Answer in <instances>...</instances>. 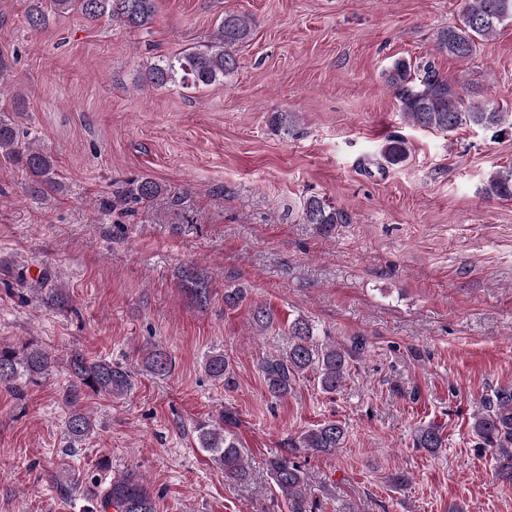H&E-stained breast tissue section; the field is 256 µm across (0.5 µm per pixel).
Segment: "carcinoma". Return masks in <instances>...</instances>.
Instances as JSON below:
<instances>
[{
	"instance_id": "carcinoma-1",
	"label": "carcinoma",
	"mask_w": 512,
	"mask_h": 512,
	"mask_svg": "<svg viewBox=\"0 0 512 512\" xmlns=\"http://www.w3.org/2000/svg\"><path fill=\"white\" fill-rule=\"evenodd\" d=\"M80 10L85 19L96 21L109 17L131 28L147 27L156 12V0H28L25 20L32 30L46 26L50 16ZM512 21V0H465L459 22L441 29L436 37V50L459 61L471 58L478 42L494 36L499 27ZM253 34V19L246 13L226 12L206 44L165 56L151 65L147 82L153 88L178 85L185 89H200L233 75L239 67L238 48L248 43ZM387 86L395 90L400 111L413 125L441 132H452L462 126L503 131L512 128V114L465 100L457 87L448 81L429 60L411 61L398 58L383 73ZM294 116L275 112L270 117L273 128L283 133L294 126ZM408 146L400 136L388 137L382 157L390 165L402 163ZM0 156L24 169L34 183L33 190L48 198L61 188L55 170V160L45 149L20 134L18 124L0 115ZM161 192V186L146 178L129 185L121 195L134 200H151ZM484 192L490 197L512 200V166L493 172ZM303 221L331 228L350 223L348 214L324 198L310 196L302 209ZM273 322L271 313L256 307L252 325L263 332ZM55 356L31 341L21 345L0 343V386L13 391L40 376H47L55 367ZM67 364L73 389H87L95 395L118 398L132 386V373L120 362L89 359L75 351L68 355ZM145 368L153 374L170 372L171 358L166 350L155 348L145 359ZM208 375L233 384V370L228 358L218 352L205 362ZM348 358L334 344L319 341L312 322L302 316L288 323V350L264 358L260 370L270 397L282 400L294 389L305 372L317 376V383L326 393H334L346 379ZM233 415L225 412L220 421L199 422L195 426L198 446L209 453L224 470V477L246 483L250 467L238 447L234 434L227 429ZM66 435L70 447L84 441L93 431L91 417L80 409L69 413ZM473 434L487 447L498 451L497 477L512 484V387H500L483 398L482 409L473 417ZM345 428L336 420L325 421L305 431L298 438V448L317 453H333L341 447ZM416 443L421 448L443 446V435L433 427L418 430ZM89 473L86 480L92 486L95 506L90 512H156L152 493L143 477L127 472L104 482L101 472ZM267 471L279 493L288 502L289 512H318L319 502L312 498L306 473L301 465L286 457L267 461Z\"/></svg>"
}]
</instances>
